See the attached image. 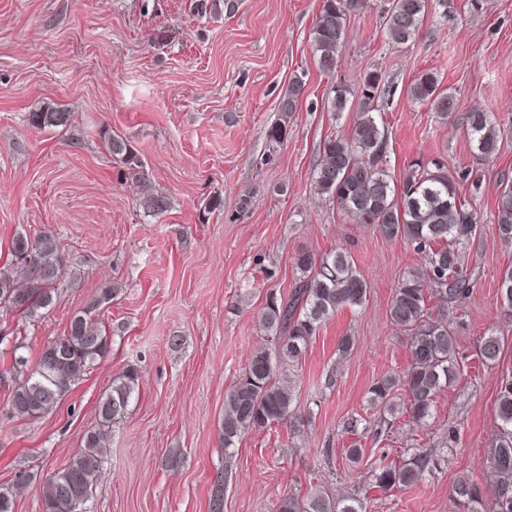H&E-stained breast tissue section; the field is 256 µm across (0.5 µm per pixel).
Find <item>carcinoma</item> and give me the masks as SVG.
<instances>
[{
	"mask_svg": "<svg viewBox=\"0 0 512 512\" xmlns=\"http://www.w3.org/2000/svg\"><path fill=\"white\" fill-rule=\"evenodd\" d=\"M223 0H191L195 13L215 15ZM365 0H323L313 28L312 41L326 70L336 67V57L345 40L347 16L363 7ZM443 5V0H391L386 9L385 30L396 44L414 39L426 13ZM360 112L347 136L325 138L322 160L313 169L315 189L336 202L355 223L367 224L389 240H402L424 254V266L404 277L393 293L389 318L410 341L411 365L400 381L378 380L371 388L372 400L384 402L399 384L407 398L405 411L413 421L431 416L436 396L455 377L459 353L453 332L444 321L447 306L467 298L474 282L468 270L465 244L477 234L478 213L461 200L460 182L473 193L481 189V174L467 171L455 176L440 161H415L412 170L396 184L386 168L387 137L372 115L383 86L376 71L365 74L359 85ZM304 84L295 78L278 104L280 118L267 138L272 148L288 137V118L297 111ZM410 96L431 105L444 119L456 110L453 93L440 88L438 76L430 71L417 76ZM70 113L56 106H37L28 122L38 129L65 127ZM476 156L488 159L499 148L501 130L490 113L473 110L465 117ZM113 160L137 174L146 193L147 208L161 213L168 199L153 191L137 153L122 136L102 132ZM499 237L512 242V183L502 186L495 200ZM11 264L0 267V307L5 312L35 316L49 308L55 286L66 273V260L58 240L49 232L32 239L18 234L11 244ZM297 272L289 297L270 292L261 311L266 333L265 346L250 358L234 385L224 393V449L229 450L245 434L266 431L286 423L297 429L304 423L292 388L277 378L276 367L290 366L317 336L321 325L345 306L365 303L368 284L349 253L335 250L321 257L300 251L294 257ZM110 299L106 291L86 310L71 317L67 334L41 352L30 374L16 383L8 405L9 414L34 420L47 413L71 383L82 379L109 352L110 337L92 316ZM482 361L496 366L502 356L501 342L490 335L479 350ZM138 386V373L127 370L115 378L97 406L98 429L86 437L84 448L62 469L48 475L43 490V512H72L93 495L106 449L103 432L124 418ZM501 424L493 439L491 458L496 492L487 500L484 488L462 476L451 488L461 512H512V373L502 375L497 397ZM426 457L418 455L404 463H388L378 469L376 487L383 492L407 488L422 477ZM228 470L216 472L210 489V512H224V484ZM277 512H363L356 498H336L325 489L305 496L287 494Z\"/></svg>",
	"mask_w": 512,
	"mask_h": 512,
	"instance_id": "obj_1",
	"label": "carcinoma"
}]
</instances>
